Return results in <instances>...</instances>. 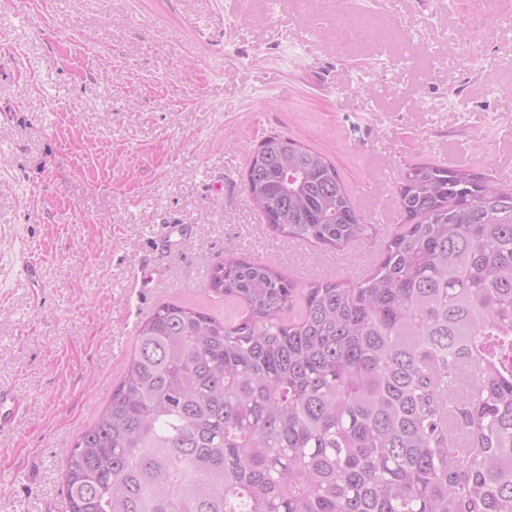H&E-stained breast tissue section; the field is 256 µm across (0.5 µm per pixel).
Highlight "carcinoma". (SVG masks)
Returning <instances> with one entry per match:
<instances>
[{
	"instance_id": "carcinoma-1",
	"label": "carcinoma",
	"mask_w": 512,
	"mask_h": 512,
	"mask_svg": "<svg viewBox=\"0 0 512 512\" xmlns=\"http://www.w3.org/2000/svg\"><path fill=\"white\" fill-rule=\"evenodd\" d=\"M245 186L277 237L359 249L336 166L265 137ZM371 272L299 282L229 252L158 305L69 449L70 512H512V186L409 167Z\"/></svg>"
}]
</instances>
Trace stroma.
<instances>
[{"mask_svg":"<svg viewBox=\"0 0 512 512\" xmlns=\"http://www.w3.org/2000/svg\"><path fill=\"white\" fill-rule=\"evenodd\" d=\"M272 133L373 184L369 219L413 164L495 176L512 0H0V388L22 400L0 512H69L67 453L156 306L247 315L206 291L226 251L303 281L371 271L396 224L359 250L274 237L242 182Z\"/></svg>","mask_w":512,"mask_h":512,"instance_id":"stroma-1","label":"stroma"}]
</instances>
